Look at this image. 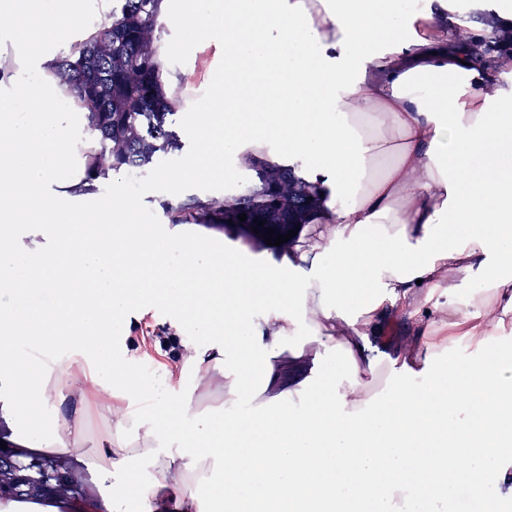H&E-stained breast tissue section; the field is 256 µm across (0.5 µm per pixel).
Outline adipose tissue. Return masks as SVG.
I'll return each mask as SVG.
<instances>
[{
	"mask_svg": "<svg viewBox=\"0 0 512 512\" xmlns=\"http://www.w3.org/2000/svg\"><path fill=\"white\" fill-rule=\"evenodd\" d=\"M263 3L268 29L246 25L251 0H183L167 14L243 55L266 88L238 96L225 70L180 176L212 178L223 154L260 152L270 135L333 174L345 201L327 200L314 245L242 266L184 238L115 237L137 223V204L86 189L88 109L53 67L97 34L112 0H0V288L55 297L40 314L0 310L14 441L41 454L34 432L54 407L56 451L112 481L83 512H199L192 484L212 460L224 464L225 512H396L420 480L443 491L427 512H502L512 347L494 341L512 318V87L489 88L448 27L484 36L512 26V8L495 7L491 23L449 18L448 0L408 15L375 0ZM273 33L291 50L276 61ZM252 110L258 124L225 130ZM20 224L37 231L21 237ZM152 265L165 272L150 284L127 274ZM148 296L210 333L181 358L192 389L223 391V405L200 411L183 392L149 391L115 356L114 320ZM395 319L406 342L375 352ZM19 341L27 357L11 351ZM462 344L473 353L460 365L450 353ZM69 350L88 371L73 374ZM90 395L113 424L95 457L82 425ZM254 399L259 410L246 411ZM134 462L150 475L135 489Z\"/></svg>",
	"mask_w": 512,
	"mask_h": 512,
	"instance_id": "adipose-tissue-1",
	"label": "adipose tissue"
}]
</instances>
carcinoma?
Here are the masks:
<instances>
[{"label":"carcinoma","instance_id":"carcinoma-1","mask_svg":"<svg viewBox=\"0 0 512 512\" xmlns=\"http://www.w3.org/2000/svg\"><path fill=\"white\" fill-rule=\"evenodd\" d=\"M162 0H115L112 18L98 34L74 44L54 64V75L72 86L88 105V129L95 138L87 180L144 169L161 155L182 150L175 129L177 107L167 97L162 49ZM249 175L222 196L191 195L165 213L170 223L203 224L231 230L253 249L266 246L268 232L250 229L253 220L269 224L310 223L324 208L327 191L296 165L264 155L246 166ZM247 219L240 221L238 215ZM11 487L0 502H68L82 497L81 472L54 456L33 458L23 449L0 452V485Z\"/></svg>","mask_w":512,"mask_h":512}]
</instances>
